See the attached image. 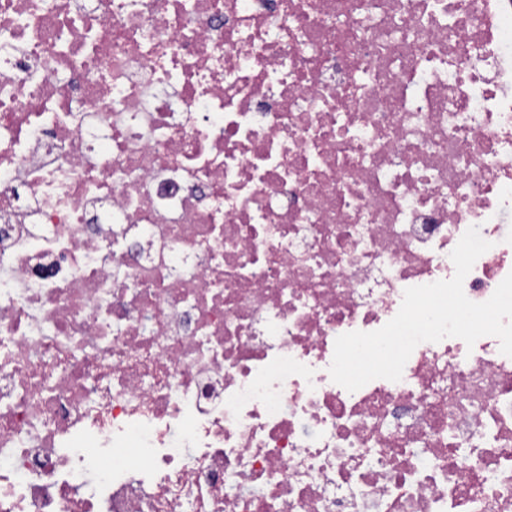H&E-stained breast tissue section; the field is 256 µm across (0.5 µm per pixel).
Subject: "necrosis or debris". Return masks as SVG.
Segmentation results:
<instances>
[{
  "mask_svg": "<svg viewBox=\"0 0 512 512\" xmlns=\"http://www.w3.org/2000/svg\"><path fill=\"white\" fill-rule=\"evenodd\" d=\"M511 219L512 0H0V512H512Z\"/></svg>",
  "mask_w": 512,
  "mask_h": 512,
  "instance_id": "obj_1",
  "label": "necrosis or debris"
}]
</instances>
